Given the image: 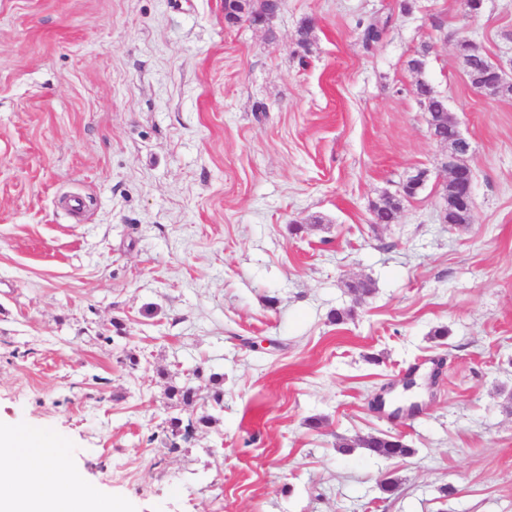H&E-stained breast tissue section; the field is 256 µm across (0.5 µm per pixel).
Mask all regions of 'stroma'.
Returning <instances> with one entry per match:
<instances>
[{"instance_id":"obj_1","label":"stroma","mask_w":512,"mask_h":512,"mask_svg":"<svg viewBox=\"0 0 512 512\" xmlns=\"http://www.w3.org/2000/svg\"><path fill=\"white\" fill-rule=\"evenodd\" d=\"M463 37L512 62V0H284L232 27L224 0H0V423L127 512H512V95L471 88ZM421 79L471 143L467 224L441 219ZM197 368L223 407L168 398ZM385 387L424 410H378ZM379 433L413 455L336 450ZM214 421L211 415H202L199 418L193 420L189 418L187 423L184 424V420L180 417L167 418L163 425L160 427V433H152L148 436V442H154L160 438V441L169 448L177 449L179 440H186L188 438L187 433L192 432L193 429H197L200 426H209Z\"/></svg>"}]
</instances>
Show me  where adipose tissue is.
Returning <instances> with one entry per match:
<instances>
[{"mask_svg": "<svg viewBox=\"0 0 512 512\" xmlns=\"http://www.w3.org/2000/svg\"><path fill=\"white\" fill-rule=\"evenodd\" d=\"M0 512H124L60 461L49 441L0 429Z\"/></svg>", "mask_w": 512, "mask_h": 512, "instance_id": "obj_1", "label": "adipose tissue"}]
</instances>
